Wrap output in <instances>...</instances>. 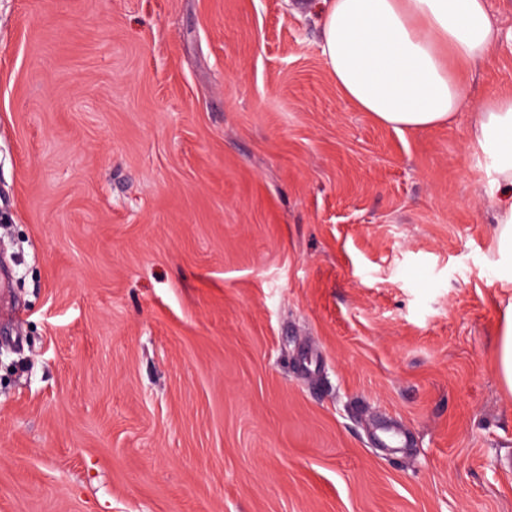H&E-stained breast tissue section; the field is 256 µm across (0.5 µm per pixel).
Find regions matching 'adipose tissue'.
I'll return each mask as SVG.
<instances>
[{"label": "adipose tissue", "mask_w": 512, "mask_h": 512, "mask_svg": "<svg viewBox=\"0 0 512 512\" xmlns=\"http://www.w3.org/2000/svg\"><path fill=\"white\" fill-rule=\"evenodd\" d=\"M321 12V53L360 111L407 130L472 112V145L490 157L489 184L500 194L496 249L512 256V94L474 104L460 79L498 43L487 0H322Z\"/></svg>", "instance_id": "ef3b65f1"}]
</instances>
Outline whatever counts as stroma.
Wrapping results in <instances>:
<instances>
[{
  "instance_id": "obj_1",
  "label": "stroma",
  "mask_w": 512,
  "mask_h": 512,
  "mask_svg": "<svg viewBox=\"0 0 512 512\" xmlns=\"http://www.w3.org/2000/svg\"><path fill=\"white\" fill-rule=\"evenodd\" d=\"M320 3L0 0V512H512L471 115L358 111Z\"/></svg>"
}]
</instances>
